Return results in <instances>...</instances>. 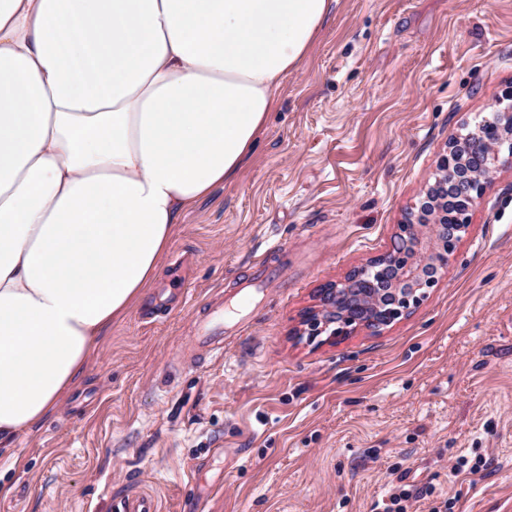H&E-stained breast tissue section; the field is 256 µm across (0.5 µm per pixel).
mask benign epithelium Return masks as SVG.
I'll list each match as a JSON object with an SVG mask.
<instances>
[{
	"label": "benign epithelium",
	"instance_id": "7a95c632",
	"mask_svg": "<svg viewBox=\"0 0 512 512\" xmlns=\"http://www.w3.org/2000/svg\"><path fill=\"white\" fill-rule=\"evenodd\" d=\"M504 100V108L468 132L473 148L483 158L482 167L469 173L464 192L468 201L451 214L447 206L435 201L425 216L414 208L406 210L395 241L385 253L320 289V308L304 314L298 335L313 341L322 335L335 339L357 329L378 334L418 305L426 289L436 285L469 225L470 207L483 196L492 173L512 163V90ZM466 163L456 140H450L439 160L436 181H448L466 169ZM388 271L395 279L390 294L384 296L377 282Z\"/></svg>",
	"mask_w": 512,
	"mask_h": 512
}]
</instances>
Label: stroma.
<instances>
[{
    "label": "stroma",
    "mask_w": 512,
    "mask_h": 512,
    "mask_svg": "<svg viewBox=\"0 0 512 512\" xmlns=\"http://www.w3.org/2000/svg\"><path fill=\"white\" fill-rule=\"evenodd\" d=\"M512 88V0H337L239 175L178 225L58 411L0 456V512H512V165L424 301L387 327L299 338L326 284L388 249L451 137ZM285 240L282 285L240 279ZM246 319L212 358L217 304ZM490 467L453 474L456 457ZM270 270L266 262L256 263L253 265V271L250 276L240 283V288L236 295L242 294L241 302L248 303L251 298H255L259 293L264 291V288H269ZM220 307L221 305L195 323V338L198 347L205 348L215 358L224 355V334L231 336L242 327L240 320L224 318V309L221 310ZM405 480V476H399V485L393 488V492L390 493L386 500H383L382 506L378 503L376 508L381 509V512H406L407 506L404 503L408 502L413 497V494L410 488H406L412 487V485L403 484ZM114 512H158L155 498L148 493L133 492L121 497L114 505Z\"/></svg>",
    "instance_id": "obj_1"
}]
</instances>
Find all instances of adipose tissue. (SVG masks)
Masks as SVG:
<instances>
[{
    "label": "adipose tissue",
    "instance_id": "ef3b65f1",
    "mask_svg": "<svg viewBox=\"0 0 512 512\" xmlns=\"http://www.w3.org/2000/svg\"><path fill=\"white\" fill-rule=\"evenodd\" d=\"M335 0H0V451L243 169Z\"/></svg>",
    "mask_w": 512,
    "mask_h": 512
}]
</instances>
